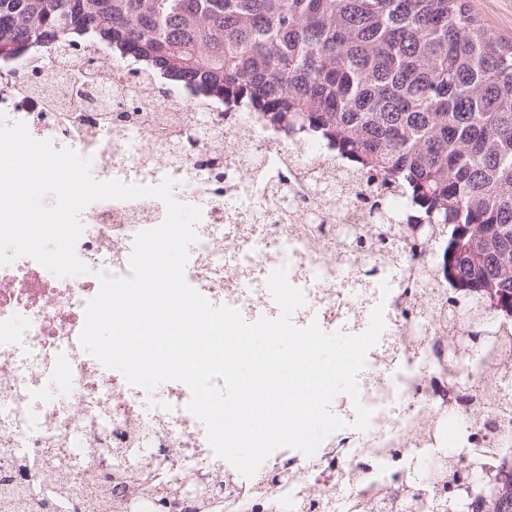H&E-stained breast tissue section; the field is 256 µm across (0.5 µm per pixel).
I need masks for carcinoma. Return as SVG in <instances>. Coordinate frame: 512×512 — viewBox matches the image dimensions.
I'll return each mask as SVG.
<instances>
[{
    "instance_id": "1",
    "label": "carcinoma",
    "mask_w": 512,
    "mask_h": 512,
    "mask_svg": "<svg viewBox=\"0 0 512 512\" xmlns=\"http://www.w3.org/2000/svg\"><path fill=\"white\" fill-rule=\"evenodd\" d=\"M100 46L366 177L374 231L336 236L372 258L403 226L411 250L437 243L448 326L468 323L488 363L512 323V40L467 0H0V61ZM390 192L404 211L385 207ZM461 469L450 460L432 480ZM480 479L474 512H512V469Z\"/></svg>"
}]
</instances>
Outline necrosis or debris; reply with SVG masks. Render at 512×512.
<instances>
[{"label": "necrosis or debris", "instance_id": "obj_1", "mask_svg": "<svg viewBox=\"0 0 512 512\" xmlns=\"http://www.w3.org/2000/svg\"><path fill=\"white\" fill-rule=\"evenodd\" d=\"M55 56L51 64L23 54L0 69V126L24 122L33 138L89 158L99 181L155 186L173 179L174 198L201 210L185 279L211 304L234 308L249 323L278 317L267 279L283 266L305 295L291 315L295 326L315 323L327 333L356 335L379 307L385 327L357 376L360 399L374 411L369 429L352 428L353 402L338 394L331 410L346 428L309 457L277 449L253 477H244L213 452L204 424L187 409L188 386L171 381L149 391L130 385L81 346L98 273L129 275L135 235L166 216L155 197L93 202L82 213L76 244L87 273L60 278L29 257L0 265V477L11 480L17 496L47 485L50 461L58 456L72 462L65 474L75 493L66 512H84L99 474L112 478L110 512H126L121 489L128 477L113 471L107 454L113 448L162 454L164 484L199 476L196 495L221 497L225 512H302V493L309 489L321 493L313 512H354L365 496L411 494L415 479L441 455L469 465L478 442L497 449L512 443V325L501 327L507 342L494 379L475 378L466 358L455 370L439 368L450 335L441 320L448 286L434 275L435 248L415 255L402 244L373 261L338 240L332 225L360 221L341 165L330 190L310 194L304 208L272 205L271 184L258 169L326 167L323 145L286 137L256 114L241 112L224 139L247 141V151L235 147L215 160L204 145L174 160L157 132L101 124L75 100L85 77L83 55L59 50ZM141 85V110L150 116L177 113L189 122L232 108L180 87L158 101L149 94L150 79ZM454 389L482 401L483 418L496 422L500 433L483 437L480 420L451 402ZM272 478L274 493L258 496Z\"/></svg>", "mask_w": 512, "mask_h": 512}]
</instances>
